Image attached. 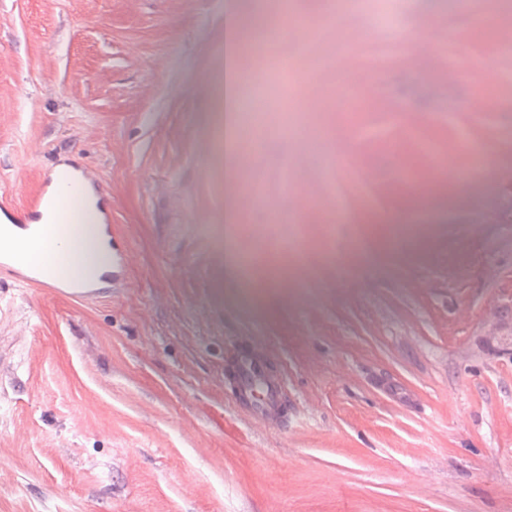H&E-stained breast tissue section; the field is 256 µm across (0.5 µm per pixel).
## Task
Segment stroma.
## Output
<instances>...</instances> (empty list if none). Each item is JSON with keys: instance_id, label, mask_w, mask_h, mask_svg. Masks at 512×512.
<instances>
[{"instance_id": "1", "label": "stroma", "mask_w": 512, "mask_h": 512, "mask_svg": "<svg viewBox=\"0 0 512 512\" xmlns=\"http://www.w3.org/2000/svg\"><path fill=\"white\" fill-rule=\"evenodd\" d=\"M278 2L0 0V199L93 171L128 255L85 297L0 273V512H512V0H288L324 37L279 42L293 129L237 178L309 198L284 241L230 210L214 110L229 11ZM238 387L245 407L259 424L279 425L284 421L279 384L267 373L264 359L254 351H238L234 357ZM258 390L259 395L255 394Z\"/></svg>"}]
</instances>
